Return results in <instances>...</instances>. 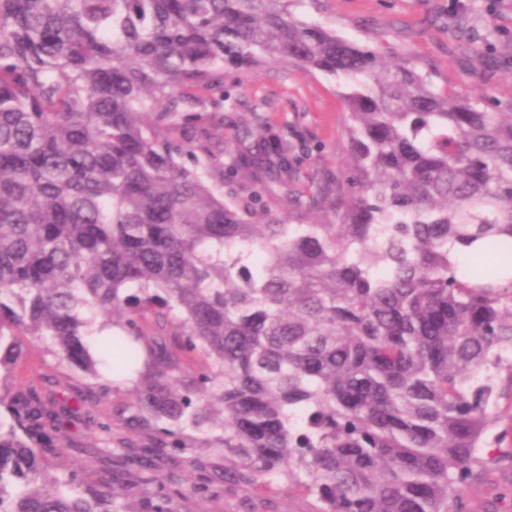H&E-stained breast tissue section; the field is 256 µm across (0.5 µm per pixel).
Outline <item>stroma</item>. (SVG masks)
Listing matches in <instances>:
<instances>
[{
	"mask_svg": "<svg viewBox=\"0 0 512 512\" xmlns=\"http://www.w3.org/2000/svg\"><path fill=\"white\" fill-rule=\"evenodd\" d=\"M292 10L314 19L354 43L380 52L404 51L440 89L485 102L490 111L512 112V0H295ZM465 26H457L458 15ZM473 44L463 54V44ZM336 78L297 66L273 63L259 73L247 67H224L225 147L244 135L243 120L259 113L266 126L296 130L311 145L302 160L311 177L334 173L349 158L348 106ZM48 373L57 393H69L79 370L58 365L36 340L24 343L13 378L25 382ZM495 423L478 451L480 462L464 487L469 512H512V385L499 379L493 395ZM202 456L217 482L195 500L196 512H319L317 498L287 478L260 485L224 483V453L190 448Z\"/></svg>",
	"mask_w": 512,
	"mask_h": 512,
	"instance_id": "obj_1",
	"label": "stroma"
}]
</instances>
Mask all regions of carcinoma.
<instances>
[{
	"instance_id": "cac0c4a2",
	"label": "carcinoma",
	"mask_w": 512,
	"mask_h": 512,
	"mask_svg": "<svg viewBox=\"0 0 512 512\" xmlns=\"http://www.w3.org/2000/svg\"><path fill=\"white\" fill-rule=\"evenodd\" d=\"M289 4L0 0V512H172L155 471L188 448L224 449L229 482L300 479L319 512H467L512 383V112ZM271 62L347 86L350 162L306 196L305 140L256 112L250 144L213 133L224 64ZM226 154L322 219L224 203ZM23 336L87 379L13 384ZM112 372L138 373L139 446L100 413ZM77 421L105 448L69 443Z\"/></svg>"
}]
</instances>
